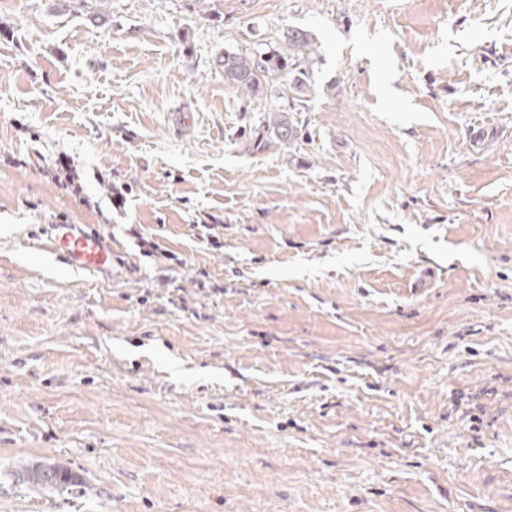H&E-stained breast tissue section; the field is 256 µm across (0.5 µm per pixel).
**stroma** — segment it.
<instances>
[{
    "label": "stroma",
    "instance_id": "1",
    "mask_svg": "<svg viewBox=\"0 0 512 512\" xmlns=\"http://www.w3.org/2000/svg\"><path fill=\"white\" fill-rule=\"evenodd\" d=\"M0 512H512V0H0ZM317 53L318 47L307 31L291 29L279 50L243 54L225 51L221 64L224 81L234 85L248 101L261 99L265 91L281 84L284 77L288 78L289 89L300 96L306 95L309 72L302 66ZM296 107L292 103L288 111H274L268 116V127L271 133L281 142L294 143L301 133V125L298 121L294 120L293 114L288 112H295ZM72 159L66 154H60L55 162V172L48 171L51 174L52 180L61 185L64 189H69V186L75 191L80 192V187L76 184V178L79 177L75 168L72 166ZM60 172L64 173V181L61 179ZM75 224H55L53 233L39 244L42 252L63 259L73 270L93 272L112 265V252L96 233L74 228ZM19 476L24 484L33 487H53L67 489L79 486L82 480L71 471L56 464H32L22 466Z\"/></svg>",
    "mask_w": 512,
    "mask_h": 512
}]
</instances>
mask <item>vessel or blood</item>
I'll use <instances>...</instances> for the list:
<instances>
[{
  "instance_id": "obj_1",
  "label": "vessel or blood",
  "mask_w": 512,
  "mask_h": 512,
  "mask_svg": "<svg viewBox=\"0 0 512 512\" xmlns=\"http://www.w3.org/2000/svg\"><path fill=\"white\" fill-rule=\"evenodd\" d=\"M42 252L63 259L73 270L93 272L112 264V253L96 233H88L70 224L54 225L53 231L39 245Z\"/></svg>"
}]
</instances>
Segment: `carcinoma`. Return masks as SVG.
<instances>
[{"label": "carcinoma", "instance_id": "1", "mask_svg": "<svg viewBox=\"0 0 512 512\" xmlns=\"http://www.w3.org/2000/svg\"><path fill=\"white\" fill-rule=\"evenodd\" d=\"M318 53L310 35L301 29H291L284 36V47L271 52H224V81L235 86L246 100L262 98L265 91L288 78L291 90L302 96L307 93L309 72L303 65ZM276 111L268 116L271 133L281 142L293 143L301 133V125L292 112ZM23 483L33 487L67 489L82 483L71 471L56 464L25 465L19 471Z\"/></svg>", "mask_w": 512, "mask_h": 512}]
</instances>
